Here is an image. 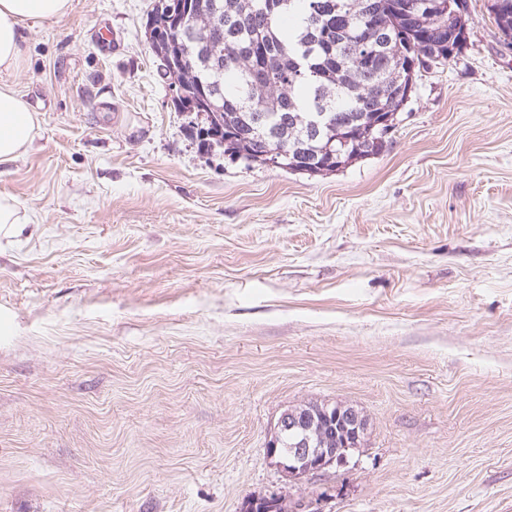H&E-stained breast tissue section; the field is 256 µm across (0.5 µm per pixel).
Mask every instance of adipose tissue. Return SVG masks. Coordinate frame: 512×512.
<instances>
[{
  "label": "adipose tissue",
  "mask_w": 512,
  "mask_h": 512,
  "mask_svg": "<svg viewBox=\"0 0 512 512\" xmlns=\"http://www.w3.org/2000/svg\"><path fill=\"white\" fill-rule=\"evenodd\" d=\"M70 9L71 0H0V72H11L23 62L27 22L56 21ZM38 130L37 114L24 97L0 85V165L24 154Z\"/></svg>",
  "instance_id": "ef3b65f1"
}]
</instances>
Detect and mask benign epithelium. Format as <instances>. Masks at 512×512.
Here are the masks:
<instances>
[{
  "instance_id": "obj_1",
  "label": "benign epithelium",
  "mask_w": 512,
  "mask_h": 512,
  "mask_svg": "<svg viewBox=\"0 0 512 512\" xmlns=\"http://www.w3.org/2000/svg\"><path fill=\"white\" fill-rule=\"evenodd\" d=\"M366 431V419L350 406L290 408L274 426L267 456L286 476L298 480L346 464L361 447ZM244 512H288L286 498H252L246 501Z\"/></svg>"
}]
</instances>
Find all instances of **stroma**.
<instances>
[{
    "instance_id": "35a3bbf8",
    "label": "stroma",
    "mask_w": 512,
    "mask_h": 512,
    "mask_svg": "<svg viewBox=\"0 0 512 512\" xmlns=\"http://www.w3.org/2000/svg\"><path fill=\"white\" fill-rule=\"evenodd\" d=\"M72 0L0 74L36 110L0 194V512H512V46L488 0L387 147L337 172L203 148L145 35ZM317 402L368 422L300 482L266 443ZM27 221L26 213H20L18 204L13 199L0 195V231L2 227L12 229L15 224H26ZM244 512H287L286 497L273 495L270 497L252 498L245 502Z\"/></svg>"
}]
</instances>
